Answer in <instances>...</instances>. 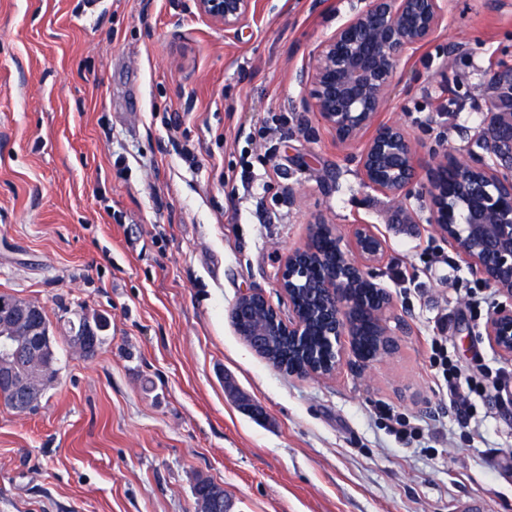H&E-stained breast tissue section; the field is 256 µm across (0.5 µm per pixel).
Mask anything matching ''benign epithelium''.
Here are the masks:
<instances>
[{"label":"benign epithelium","instance_id":"obj_1","mask_svg":"<svg viewBox=\"0 0 512 512\" xmlns=\"http://www.w3.org/2000/svg\"><path fill=\"white\" fill-rule=\"evenodd\" d=\"M257 0H192L196 13L230 34L256 9ZM452 0H364L343 24L316 48L306 72V111L313 112L343 144L357 142L368 130L372 135L361 153L364 183L395 199L415 182L423 181L430 198L428 223L435 226L448 246L466 261L471 272L512 299V68L495 76L496 98L489 102L490 119L483 138L498 162L478 158L459 170L458 179L472 184L466 190L467 223L450 224L447 198L443 197L440 172L449 167L448 157L427 171H420L413 143L399 121L378 124L380 112L390 102L398 61L427 44L447 26ZM496 193L487 191V186ZM382 240L366 225L353 228L349 241L338 228L323 219L314 221L308 242L288 253L278 272L277 285L287 297L303 291L316 307L311 320L302 310L288 307L283 316L258 289L241 293L230 309V321L245 308L257 312L251 332L254 349L266 344L267 327L288 337L290 346L309 354V336H326L333 359L311 358L288 370L292 375L326 377L336 373L345 359L344 340L360 365L392 353L396 340L385 324L391 306L387 291L367 274L366 267L383 256ZM39 305L13 304L0 309V322L20 333H29L33 311ZM485 332L490 345L512 361V306L502 305L489 316ZM40 353L30 350L19 366L15 344L6 341L0 370L12 375L24 402L40 396Z\"/></svg>","mask_w":512,"mask_h":512}]
</instances>
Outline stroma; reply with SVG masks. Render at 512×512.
<instances>
[{"label": "stroma", "instance_id": "stroma-1", "mask_svg": "<svg viewBox=\"0 0 512 512\" xmlns=\"http://www.w3.org/2000/svg\"><path fill=\"white\" fill-rule=\"evenodd\" d=\"M78 4L0 0V292L44 307L58 356L35 411L0 403V512H195L199 474L230 512H512V363L485 334L503 295L427 223L420 184L399 203L366 187L360 146L303 109L357 0H259L235 37L188 0H103L83 22ZM505 64L512 0H453L378 120L421 164L468 163ZM319 218L384 241L367 273L397 341L326 378L278 370L229 320L250 288L287 310L279 262ZM78 313L111 321L90 359L65 340ZM446 316L449 356L486 377L466 414L431 359Z\"/></svg>", "mask_w": 512, "mask_h": 512}]
</instances>
